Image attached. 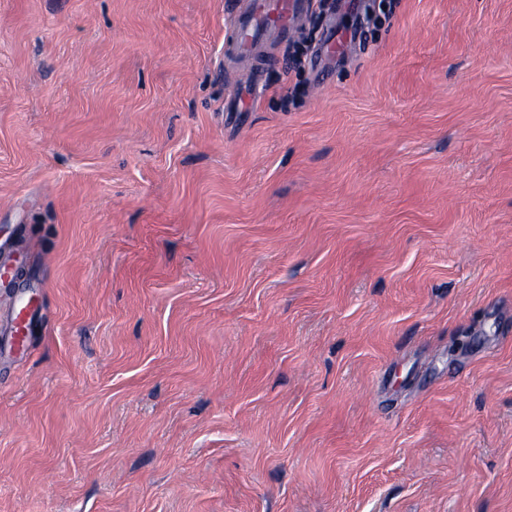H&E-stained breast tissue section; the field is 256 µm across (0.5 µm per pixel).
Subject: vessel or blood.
Instances as JSON below:
<instances>
[{"instance_id": "vessel-or-blood-1", "label": "vessel or blood", "mask_w": 512, "mask_h": 512, "mask_svg": "<svg viewBox=\"0 0 512 512\" xmlns=\"http://www.w3.org/2000/svg\"><path fill=\"white\" fill-rule=\"evenodd\" d=\"M306 10V0H245L230 42L237 54L249 55L261 40L279 37L293 29Z\"/></svg>"}]
</instances>
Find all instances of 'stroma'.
<instances>
[{"instance_id": "obj_1", "label": "stroma", "mask_w": 512, "mask_h": 512, "mask_svg": "<svg viewBox=\"0 0 512 512\" xmlns=\"http://www.w3.org/2000/svg\"><path fill=\"white\" fill-rule=\"evenodd\" d=\"M234 2L0 0V512H512V0ZM308 0H246L239 10L230 43L238 55L251 54L258 43L293 29L307 11Z\"/></svg>"}]
</instances>
